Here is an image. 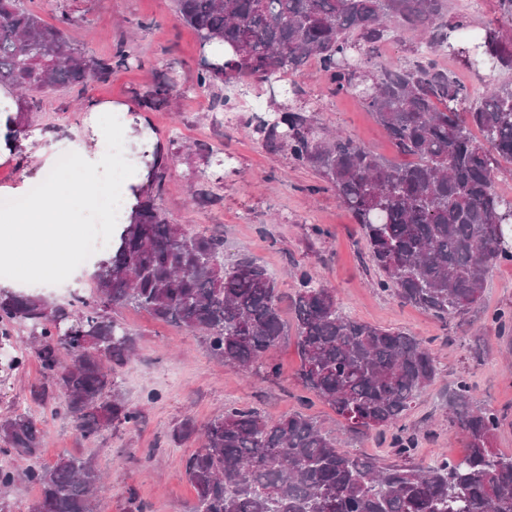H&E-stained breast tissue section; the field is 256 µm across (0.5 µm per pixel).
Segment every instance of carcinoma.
<instances>
[{
  "instance_id": "carcinoma-1",
  "label": "carcinoma",
  "mask_w": 512,
  "mask_h": 512,
  "mask_svg": "<svg viewBox=\"0 0 512 512\" xmlns=\"http://www.w3.org/2000/svg\"><path fill=\"white\" fill-rule=\"evenodd\" d=\"M176 20L194 29L206 64L201 88L253 80L275 91L310 60L336 94L360 98L398 152L393 163L340 133L317 127L306 108L285 109L276 95L271 116L253 132L284 149L328 183L363 230L377 287L443 325L478 303L487 278L512 261V215L494 187L512 164V37L489 22L466 38L471 22L448 14V0H174ZM22 0H0V86L16 92L5 114L7 141L24 133L28 100L126 66L118 52L88 59L65 31ZM417 33L424 51L408 67L378 58L391 33ZM448 54L481 82L471 92L438 62ZM175 92L160 82L142 99L152 109ZM95 298L71 307L0 289V349L11 329L29 330V353L45 382L32 403L53 402V415L91 440L109 428H139L143 413L125 401L118 368L134 352L132 334L111 311L133 305L199 333L211 355L242 371L280 376L270 356L288 336L284 294L268 270L247 256L224 261V235L172 224L141 192L96 274ZM289 297L300 386L331 406L343 427L391 432L394 460L352 453L309 416L266 419L250 407L226 406L199 428L190 417L173 429L197 448L185 471L196 491L192 512H512V455L492 448L499 420L480 405L466 379L448 399V424L462 436L461 460H416L417 439L399 425L439 375L431 349L399 328L343 312L334 289L304 267ZM72 328L61 340L60 327ZM44 436L29 413L0 418V455L28 461L22 472L0 467V497L17 480L38 488L28 512H96L102 474L89 459L39 461Z\"/></svg>"
}]
</instances>
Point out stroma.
<instances>
[{
	"label": "stroma",
	"mask_w": 512,
	"mask_h": 512,
	"mask_svg": "<svg viewBox=\"0 0 512 512\" xmlns=\"http://www.w3.org/2000/svg\"><path fill=\"white\" fill-rule=\"evenodd\" d=\"M24 4L49 24L67 16V35L89 59H103L120 49L128 65L109 78L92 72L85 84L30 100L21 151L0 159V217L9 216L10 202L27 195L43 169L40 146L64 148L78 138L95 144L81 110L85 101L126 105L131 115L145 119L160 150L165 176L156 203L170 222L223 234L225 259L250 255L285 291L294 289L290 271L305 267L335 288L346 314L403 328L427 343L440 375L403 419L417 437L418 457L456 459L464 454L463 441L451 438L448 429V392L461 377L501 420L495 448L512 454V340L497 338L492 321L498 312L512 309V262L494 268L481 303L448 324L401 303L377 288L363 233L329 185L312 168L295 164L287 151L268 148L248 128L251 103L267 100L263 88L244 84L229 97L220 84L204 91L197 87L200 41L175 20L172 0ZM160 78L175 85L177 97L154 109L143 108V97ZM295 81L300 93L282 96L284 105L309 104L316 126L340 130L395 158L384 130L362 101L333 94L316 63H308ZM100 214V207L79 200L57 221L75 224L81 240L115 236L116 225L103 223ZM313 224L324 230V239L310 237ZM52 259L47 251L38 256L17 252L6 262L11 273L0 276V287L41 295L55 304L67 303L76 292L92 293L94 264L66 258L53 280L43 272ZM116 315L136 341V355L121 368L119 381L127 403L143 411L140 431L108 429L87 441L49 408L31 412L45 436L42 464L53 465L64 455L91 456L108 473L99 493V512H128L132 494L148 512H191L196 493L185 474V460L194 447L175 445L170 432L185 415L202 426L228 405L256 408L269 419L302 411L323 430L340 434L344 448L392 458L389 437L367 439L343 430L334 410L304 393L295 376L300 358L294 339L273 350L281 374L271 379L259 368L243 373L216 361L198 334L174 323L131 307L117 309ZM6 362L0 355V417L22 407L30 387L43 379L35 360L11 372Z\"/></svg>",
	"instance_id": "35a3bbf8"
}]
</instances>
